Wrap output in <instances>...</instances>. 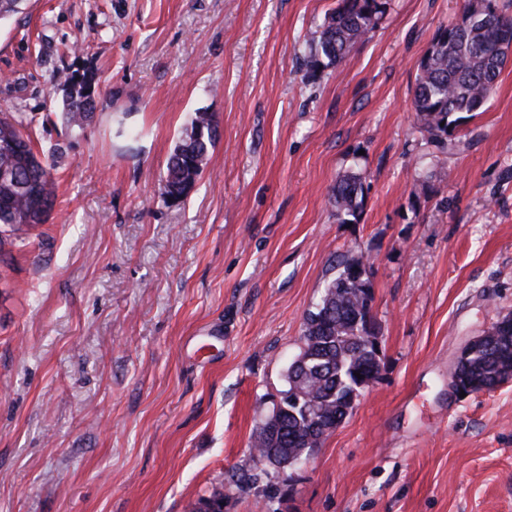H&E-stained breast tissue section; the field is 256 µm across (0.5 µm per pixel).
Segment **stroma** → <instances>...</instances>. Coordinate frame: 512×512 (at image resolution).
<instances>
[{
	"label": "stroma",
	"instance_id": "35a3bbf8",
	"mask_svg": "<svg viewBox=\"0 0 512 512\" xmlns=\"http://www.w3.org/2000/svg\"><path fill=\"white\" fill-rule=\"evenodd\" d=\"M467 0H389L311 72L336 0H29L0 26V109L57 202L0 254V512H512V381L459 397L463 347L512 311V57L440 152L411 90ZM94 73L83 129L57 85ZM219 138L160 194L197 110ZM362 175L359 223L332 190ZM367 260L380 370L307 463L239 489L339 261ZM212 126L216 129L214 136L209 135ZM196 128H203L205 131L206 135L202 140L195 136ZM217 138V123L213 115L203 110L194 112L166 164V177L162 185V195L166 201L179 202L187 196L208 164L210 151ZM187 181L191 182L190 187Z\"/></svg>",
	"mask_w": 512,
	"mask_h": 512
}]
</instances>
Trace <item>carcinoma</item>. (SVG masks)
Listing matches in <instances>:
<instances>
[{
    "mask_svg": "<svg viewBox=\"0 0 512 512\" xmlns=\"http://www.w3.org/2000/svg\"><path fill=\"white\" fill-rule=\"evenodd\" d=\"M25 0H0V24L23 10ZM388 0H337L314 37L317 50L311 67L340 63L378 24ZM512 41V17L504 15L496 0H469L461 22L437 30L419 63L412 92L415 129L439 151L453 147L456 129L481 111L493 96L505 63L499 45ZM61 119L68 127L81 129L92 118L98 84L89 74H72L62 84ZM216 125L213 115L198 110L183 128L168 158L162 195L179 202L208 164L217 136H195L198 128ZM336 220L358 222L364 203V185L356 174L341 177L333 189ZM57 201L56 182L49 159L34 150L31 123L21 116L0 113V248L19 232L29 234L43 226ZM367 273L359 258H345L330 279L322 298L331 303L314 325L305 317V346L312 350V364L302 387L307 399L288 395L284 405V432L278 437L261 425L253 438L256 460L297 455L317 448L328 437L311 428L304 415L306 401L318 404L325 424L344 415L350 407L352 387L364 382L376 365L374 351L356 334L355 316L366 307L362 290L347 285L352 270ZM486 342L458 366L459 386L479 392L512 371V315L493 324Z\"/></svg>",
    "mask_w": 512,
    "mask_h": 512,
    "instance_id": "obj_1",
    "label": "carcinoma"
}]
</instances>
